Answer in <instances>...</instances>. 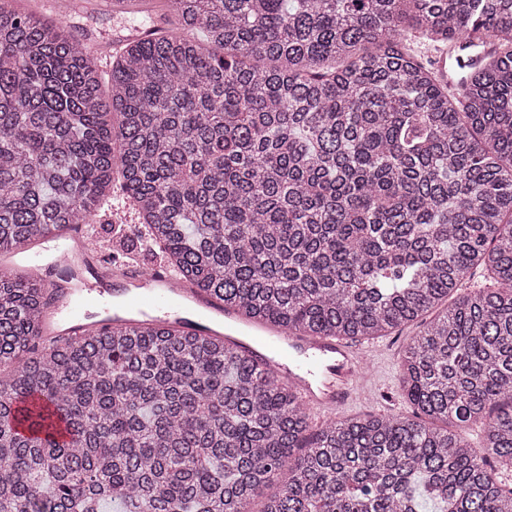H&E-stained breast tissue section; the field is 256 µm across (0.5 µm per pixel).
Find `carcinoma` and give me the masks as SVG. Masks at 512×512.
<instances>
[{"mask_svg":"<svg viewBox=\"0 0 512 512\" xmlns=\"http://www.w3.org/2000/svg\"><path fill=\"white\" fill-rule=\"evenodd\" d=\"M141 26L106 95L66 23L0 0V253L117 181L251 322L355 340L448 306L405 347L411 414L318 426L219 336L40 349L44 279L0 274V512H253L278 477L261 512H512V0H157ZM471 30L494 51L452 95L409 41Z\"/></svg>","mask_w":512,"mask_h":512,"instance_id":"1","label":"carcinoma"}]
</instances>
